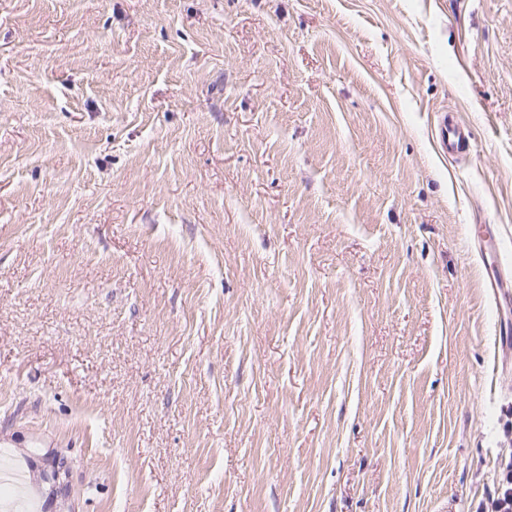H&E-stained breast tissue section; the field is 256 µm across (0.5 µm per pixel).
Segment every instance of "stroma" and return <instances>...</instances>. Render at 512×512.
<instances>
[{"instance_id":"1","label":"stroma","mask_w":512,"mask_h":512,"mask_svg":"<svg viewBox=\"0 0 512 512\" xmlns=\"http://www.w3.org/2000/svg\"><path fill=\"white\" fill-rule=\"evenodd\" d=\"M482 224L512 0H0V512H489ZM465 138V126L456 117L450 115L441 117L438 125V139L444 154L455 155Z\"/></svg>"}]
</instances>
